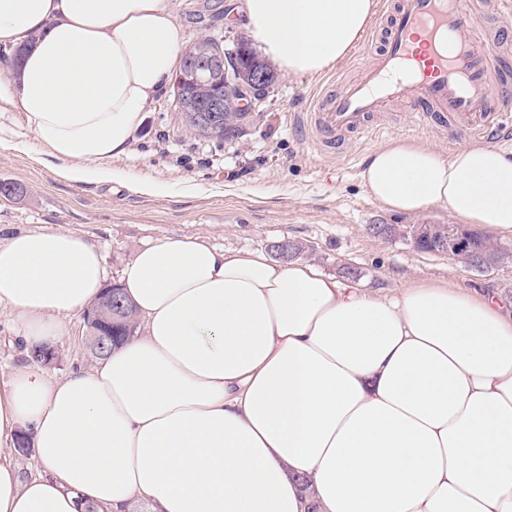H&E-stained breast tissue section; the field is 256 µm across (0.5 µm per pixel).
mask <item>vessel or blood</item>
Segmentation results:
<instances>
[{"instance_id":"obj_1","label":"vessel or blood","mask_w":512,"mask_h":512,"mask_svg":"<svg viewBox=\"0 0 512 512\" xmlns=\"http://www.w3.org/2000/svg\"><path fill=\"white\" fill-rule=\"evenodd\" d=\"M479 10L499 18L512 0H397L371 64L340 94L319 93L305 114L322 151L373 134L374 115L394 104L420 124L497 139L512 118V45L475 26Z\"/></svg>"}]
</instances>
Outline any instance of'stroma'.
I'll list each match as a JSON object with an SVG mask.
<instances>
[{
    "instance_id": "obj_1",
    "label": "stroma",
    "mask_w": 512,
    "mask_h": 512,
    "mask_svg": "<svg viewBox=\"0 0 512 512\" xmlns=\"http://www.w3.org/2000/svg\"><path fill=\"white\" fill-rule=\"evenodd\" d=\"M232 0H171L185 47L205 38L233 46L246 29L229 15ZM370 56L350 52L336 67L316 77L278 74L265 101L233 139H203L184 124L176 88L165 89L148 105L126 154L111 160L109 183H86L58 174L22 113L0 112V182L20 187L0 195V240L19 230H62L99 245L110 281L143 243L192 235L228 252L273 255L285 239L304 244L306 262L341 277L357 269L355 283L369 292L393 293L413 283H450L470 291H494L512 304V261L483 274L437 253L415 250L403 240L385 241L366 231L370 224H452L456 218L436 205L413 215L378 207L359 174L368 156L393 140H413L446 154L468 143L466 134L417 123L402 105L379 115L384 129L361 140L347 137L335 152L321 153L302 115L326 85L340 90L369 66ZM166 184L162 194H144L137 184ZM68 334L58 358L46 365L60 377L90 366L92 332L83 315L67 318ZM17 342L8 313L0 314V384L32 365Z\"/></svg>"
}]
</instances>
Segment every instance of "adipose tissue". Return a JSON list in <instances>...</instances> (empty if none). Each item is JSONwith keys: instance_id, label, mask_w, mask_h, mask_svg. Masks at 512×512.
<instances>
[{"instance_id": "adipose-tissue-1", "label": "adipose tissue", "mask_w": 512, "mask_h": 512, "mask_svg": "<svg viewBox=\"0 0 512 512\" xmlns=\"http://www.w3.org/2000/svg\"><path fill=\"white\" fill-rule=\"evenodd\" d=\"M377 0H243L260 51L295 77L331 70ZM38 40L0 106L23 112L62 175L111 181L181 64L170 0H0V46ZM386 210L442 205L512 237V156L407 140L362 170ZM107 285L101 249L21 230L0 242V312L26 347ZM119 285L140 326L90 369L0 385V512H512V308L416 283L367 294L312 264L202 238L138 248ZM27 434L36 472L9 453Z\"/></svg>"}]
</instances>
